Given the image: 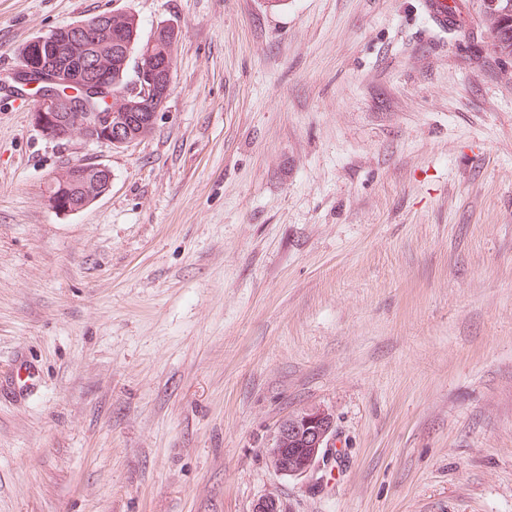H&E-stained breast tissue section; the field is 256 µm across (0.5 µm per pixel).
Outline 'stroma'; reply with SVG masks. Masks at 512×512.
Returning <instances> with one entry per match:
<instances>
[{
  "mask_svg": "<svg viewBox=\"0 0 512 512\" xmlns=\"http://www.w3.org/2000/svg\"><path fill=\"white\" fill-rule=\"evenodd\" d=\"M464 4L0 0L1 80L104 11L179 31L126 150L0 89V512H512V57ZM78 159L112 184L56 212ZM309 406L339 455L278 475ZM452 2L455 8L454 5H449L447 0H421L424 13L433 27L441 32H447L449 27H461L463 12L458 7L457 0ZM87 165V166H86ZM94 171L97 173V177L101 183V187H97V193L94 197H91L89 200H85L78 205L70 204L67 202L68 196H65L62 199V193H54L49 191L48 202L49 205L53 206V209L63 212V213H75L79 212L88 206H90L93 202H95L99 197H101L105 192L109 189L112 183V172L111 170L102 164H94V163H82L80 165H67L65 166L61 172L54 177L52 183V189L55 188L56 182H61V184H70V185H79L83 183L88 177L89 173ZM336 455L333 415L321 406L289 414L276 426L265 456L278 475L306 477L318 473Z\"/></svg>",
  "mask_w": 512,
  "mask_h": 512,
  "instance_id": "obj_1",
  "label": "stroma"
}]
</instances>
